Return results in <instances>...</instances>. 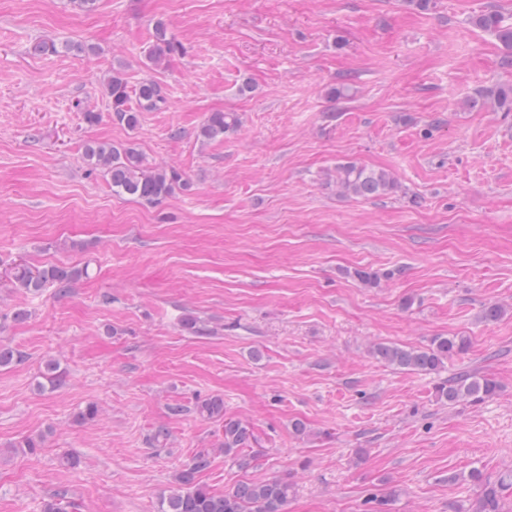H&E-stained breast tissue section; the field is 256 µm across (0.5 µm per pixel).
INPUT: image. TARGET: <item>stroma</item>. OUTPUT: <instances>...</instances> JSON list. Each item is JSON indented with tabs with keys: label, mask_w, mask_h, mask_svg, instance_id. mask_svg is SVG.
<instances>
[{
	"label": "stroma",
	"mask_w": 512,
	"mask_h": 512,
	"mask_svg": "<svg viewBox=\"0 0 512 512\" xmlns=\"http://www.w3.org/2000/svg\"><path fill=\"white\" fill-rule=\"evenodd\" d=\"M490 10L512 25V0H0V344L22 356L0 370V512L62 492L83 512H157L203 449L214 491L288 478L285 512H368L391 489L393 512H457L476 501L472 468L512 469V112L467 105L512 85L503 46L470 23ZM158 20L180 50L155 67ZM44 39L60 51L34 53ZM115 72L163 89L136 130L111 120ZM213 112L240 122L206 141ZM92 141L134 143L190 186L157 204L115 194ZM346 162L399 187L341 195ZM21 260L89 276L32 296L3 279ZM491 304L504 313L487 321ZM456 335L468 351L436 374L368 353ZM464 373L496 394L437 401ZM210 396L250 428L253 468L220 452L223 420L195 413ZM91 401L99 418L77 422Z\"/></svg>",
	"instance_id": "35a3bbf8"
}]
</instances>
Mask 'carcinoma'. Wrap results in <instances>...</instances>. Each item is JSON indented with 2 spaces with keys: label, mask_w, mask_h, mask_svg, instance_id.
Returning a JSON list of instances; mask_svg holds the SVG:
<instances>
[{
  "label": "carcinoma",
  "mask_w": 512,
  "mask_h": 512,
  "mask_svg": "<svg viewBox=\"0 0 512 512\" xmlns=\"http://www.w3.org/2000/svg\"><path fill=\"white\" fill-rule=\"evenodd\" d=\"M472 24L480 29L492 31L505 47L501 66L512 68V26L503 24L500 15L494 11L478 14ZM155 48L149 61L158 64L165 54L177 49L168 34L166 24L154 23ZM106 97L110 101L113 121L133 131L139 125V113L153 110L165 103L162 88L152 80L142 82L130 94L124 78L115 73L105 83ZM136 97L137 106L131 105ZM494 105L512 111V88L500 87L485 94ZM234 117L222 112L211 113L199 128L198 136L206 140L224 137V132L234 126ZM85 157L93 170L106 174L112 191L135 197L153 204L184 189L188 180L173 167L154 168L143 163L133 143L114 145L106 141L90 142L85 147ZM398 184L394 176L384 170L368 169L349 163L336 169V189L353 197H371L395 191ZM89 276L86 266L49 265L32 268L17 263L9 270V282L14 288L37 295L48 287H54L57 294L65 296L78 281ZM470 346L466 336H435L424 347L408 348L397 344L379 343L372 347L371 355L399 369L425 374L440 371L448 359L465 353ZM497 383L486 377L464 374L449 383L436 387V398L448 404L460 401L477 402L493 396ZM195 411L207 419H224V457L241 470L253 467L254 457L243 453L251 434L246 425L238 420L224 418V400L210 397L196 403ZM211 466L208 453L195 455L191 462L178 474L176 485L159 500L158 512H285V506L292 493V485L284 477L248 479L237 483L224 493H217L199 481V475ZM470 481L480 487L473 512H500L502 492L512 488V471L502 474L494 483L483 478L482 472L474 469L469 473ZM78 502L60 494L47 503L45 512H80Z\"/></svg>",
  "instance_id": "cac0c4a2"
}]
</instances>
